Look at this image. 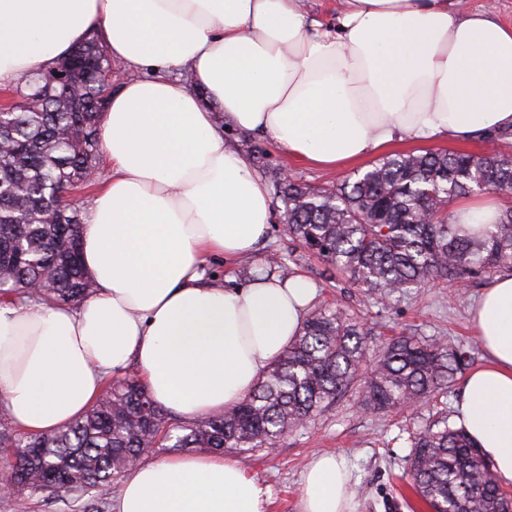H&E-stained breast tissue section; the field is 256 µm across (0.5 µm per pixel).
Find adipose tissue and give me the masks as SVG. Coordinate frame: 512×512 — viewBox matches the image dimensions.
<instances>
[{"label":"adipose tissue","instance_id":"adipose-tissue-1","mask_svg":"<svg viewBox=\"0 0 512 512\" xmlns=\"http://www.w3.org/2000/svg\"><path fill=\"white\" fill-rule=\"evenodd\" d=\"M132 72L99 137L111 163L80 228L95 292L79 305L0 306V402L17 429L82 417L108 376L136 366L152 398L190 419L233 407L293 342L317 295L300 274L241 288L211 258L254 255L270 191L224 129L259 132L334 169L397 141H465L512 125V26L463 0H341L335 30L303 0H0V86L52 65L89 30ZM486 361L456 421L512 483V272L471 310ZM235 459L144 460L115 512H266ZM343 458L303 475L301 512H356Z\"/></svg>","mask_w":512,"mask_h":512}]
</instances>
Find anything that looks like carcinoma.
<instances>
[{
  "instance_id": "cac0c4a2",
  "label": "carcinoma",
  "mask_w": 512,
  "mask_h": 512,
  "mask_svg": "<svg viewBox=\"0 0 512 512\" xmlns=\"http://www.w3.org/2000/svg\"><path fill=\"white\" fill-rule=\"evenodd\" d=\"M79 71L48 83L24 75L0 92V304H78L95 283L80 261L78 203L93 190L98 124L112 94V60L94 33L76 47ZM287 215L288 236L346 280L384 298L478 272L512 271V207L494 230L465 234L451 203L488 181L512 193V153L425 149L390 154L328 189L284 181L270 171ZM38 283L41 288L29 289ZM371 332L342 308L311 312L299 336L236 406L174 423L139 375L106 382L87 414L50 435L0 431V470L18 490L78 499L105 512L113 479L157 448H272L354 384L373 411L418 405L448 392L467 354L441 339L399 336L379 350ZM374 367L366 370L367 361ZM410 487L433 509L512 512L479 450L443 417L415 434Z\"/></svg>"
}]
</instances>
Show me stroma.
<instances>
[{"label":"stroma","mask_w":512,"mask_h":512,"mask_svg":"<svg viewBox=\"0 0 512 512\" xmlns=\"http://www.w3.org/2000/svg\"><path fill=\"white\" fill-rule=\"evenodd\" d=\"M240 150H252L265 166L290 164L296 182L315 188L331 187L353 171L312 168L300 161H286L283 150L265 137L226 132ZM276 216L265 244L252 258L233 263L211 262L212 272L244 285L253 268L264 266L268 256L279 253L289 259L291 271L311 279L318 288L316 306H343L355 311L372 330L371 342L380 346L395 336L442 338L449 345L468 348L472 366L485 353L470 322L472 300L493 280L492 275L470 277L463 287L434 280L424 288L389 299L338 279L327 265L298 249L283 232L284 206L274 204ZM460 381H453L447 395L411 410L369 412L360 407L358 388L349 389L331 409L293 431L274 450L231 451L267 496L266 512H301L302 474L310 460L329 452L342 456L357 491L358 512H429L406 485L411 439L442 415L453 412Z\"/></svg>","instance_id":"1"}]
</instances>
